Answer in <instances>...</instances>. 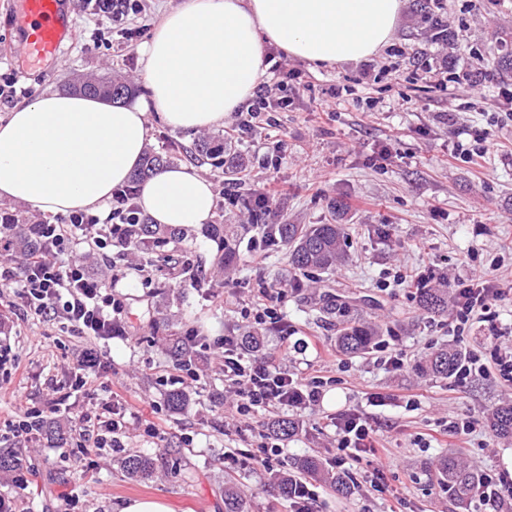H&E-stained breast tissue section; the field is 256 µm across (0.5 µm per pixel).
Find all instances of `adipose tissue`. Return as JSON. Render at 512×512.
I'll use <instances>...</instances> for the list:
<instances>
[{"instance_id":"adipose-tissue-1","label":"adipose tissue","mask_w":512,"mask_h":512,"mask_svg":"<svg viewBox=\"0 0 512 512\" xmlns=\"http://www.w3.org/2000/svg\"><path fill=\"white\" fill-rule=\"evenodd\" d=\"M402 0H182L139 49L146 96L124 106L47 92L0 118V200L48 214L102 210L127 184L149 139V118L198 131L223 125L255 96L264 48L334 67L377 54L395 36ZM217 195L194 166L142 183L154 223H210Z\"/></svg>"}]
</instances>
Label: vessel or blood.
Here are the masks:
<instances>
[{"label": "vessel or blood", "mask_w": 512, "mask_h": 512, "mask_svg": "<svg viewBox=\"0 0 512 512\" xmlns=\"http://www.w3.org/2000/svg\"><path fill=\"white\" fill-rule=\"evenodd\" d=\"M23 22L18 38L33 64L57 57L78 36L71 0H22Z\"/></svg>", "instance_id": "obj_1"}]
</instances>
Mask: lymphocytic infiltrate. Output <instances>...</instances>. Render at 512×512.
Returning <instances> with one entry per match:
<instances>
[{"instance_id": "obj_1", "label": "lymphocytic infiltrate", "mask_w": 512, "mask_h": 512, "mask_svg": "<svg viewBox=\"0 0 512 512\" xmlns=\"http://www.w3.org/2000/svg\"><path fill=\"white\" fill-rule=\"evenodd\" d=\"M80 11L89 22L81 29V37L103 44L113 30L124 28L134 19L144 18L145 0H78ZM136 188L125 186L113 191L105 214L72 210L54 223L41 225L39 236L44 242V255L28 261L22 272H15L11 261V242L0 237V282L14 285L21 307L40 319L60 323L78 335L103 338L105 331L124 335L122 319L125 306L114 297L111 287L91 279L89 270L72 254L79 245L103 250L116 243L132 224L141 223L142 212L135 202ZM501 296L494 274L488 273L469 281L455 283L452 288L453 317L458 327L473 318L490 325L494 345L490 352L466 354L456 372L458 381H466L494 366L504 382L512 384V347L502 346L503 338L512 336V327L495 325L492 305ZM224 385L234 394L233 407L239 418L302 405L318 404L328 384L327 378L314 375L295 378L283 369L291 349L288 344L263 358L239 349L233 337H225ZM107 357L90 347L80 353L64 393L54 399L51 412L73 413L72 423L78 429L85 453L104 449L123 450L128 422L126 413L115 402L106 401L92 408L74 409L73 403L87 395ZM339 453L332 464L341 467L347 461H367L371 468V487L382 485L388 465L386 446L370 417L358 409L341 413L335 423Z\"/></svg>"}]
</instances>
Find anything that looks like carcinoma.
Returning a JSON list of instances; mask_svg holds the SVG:
<instances>
[{
  "instance_id": "cac0c4a2",
  "label": "carcinoma",
  "mask_w": 512,
  "mask_h": 512,
  "mask_svg": "<svg viewBox=\"0 0 512 512\" xmlns=\"http://www.w3.org/2000/svg\"><path fill=\"white\" fill-rule=\"evenodd\" d=\"M80 92L106 98L114 103L126 102L135 94V88L125 82L112 80H91L80 86ZM195 151L202 158H215L218 165H224L220 153L221 145L212 146L206 140L196 144ZM167 164V158L153 152L146 153L140 169L132 181L145 179L150 173ZM11 227L13 235L12 257L22 260L39 251L40 240L37 225L20 221L9 214L0 216ZM266 229L271 248L287 251L288 265L298 271L331 270L347 258L345 251L346 225L344 224H269L260 225ZM206 237L218 242L221 254L214 258L219 269L230 268L239 260V252L225 246L224 225L210 224ZM171 246L166 262V275L170 280L188 278L205 283L203 271L195 265L192 251L187 243V235L182 228L164 224H138L127 239L131 250L150 254L154 250ZM418 298L421 308L428 313L448 311V288H420ZM380 337L379 328L363 319L351 320L339 330L336 347L347 355L361 356L370 352ZM168 352L176 364H193L194 342L185 336L171 334L165 338ZM460 351L446 347L429 355L418 370L423 374L448 378L455 373L461 361ZM491 431L497 437L512 438V402L495 408L487 418ZM41 434L50 441L63 445L67 441L70 428L48 419L42 421ZM128 474L134 477H147L154 472V462L146 455H132L125 461ZM298 468L306 475H320L334 485V490L347 497L355 492L353 481L343 474L332 475L323 462L315 456H305L298 461ZM440 480L448 489V496L464 508L474 496L480 473L463 461L448 456L439 463ZM224 512H248L247 501L239 489L231 484L224 488Z\"/></svg>"
}]
</instances>
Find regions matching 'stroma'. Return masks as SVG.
Wrapping results in <instances>:
<instances>
[{
	"mask_svg": "<svg viewBox=\"0 0 512 512\" xmlns=\"http://www.w3.org/2000/svg\"><path fill=\"white\" fill-rule=\"evenodd\" d=\"M181 0H148L147 21L138 38L112 35L108 44L76 40L46 68L19 76L22 58L13 50L17 0H0V75L16 77L32 94L70 90L77 78H121L144 96L138 48L147 42L166 11ZM398 33L377 57L334 68L292 59L289 69L299 77L287 87L291 103L275 113L273 122L224 142L225 155L237 156L250 178L238 192L248 197L273 177L287 194L265 214L251 215L217 203L218 224L248 225L238 246L242 260L226 275L209 273L204 287L182 283L169 292L170 304L159 308L155 292L165 272L162 253L149 254L148 276L133 273L141 256L119 262L121 278L115 292L126 305V321L136 340L117 336L100 341L110 358L104 386H92L86 400L100 403L119 394L127 408L126 448L89 458L76 453V438L52 447L47 440L20 442L30 485L0 484V496L15 499L21 512H59L65 492L78 493L79 512H116L119 502L159 496L172 512H224V482L234 479L249 503V512H288L287 503L272 491L266 475L254 471L243 452L250 441L225 434L223 418L206 402L223 396L221 353L197 352L199 381L183 385L191 401L180 414L167 406L166 383L173 361L164 348V334L149 319L161 310L169 331L195 329L216 341L238 335L253 309V288L275 284L288 289L282 308L290 343L297 350L285 364L289 373L315 375L322 365L307 343L319 337L334 347L337 324L355 316L379 325L382 338H396L407 353L403 370L376 363L373 354L341 356L330 367L334 377L320 405L283 410L298 422L279 468L291 471L297 457L313 453L323 460L336 453V432L328 419L358 408L383 424L390 465L383 491L369 487L366 464L349 463L359 486L347 499L333 491L321 493L319 512H387L393 494H407L410 512H491L479 499L458 508L438 479V463L448 448L432 441L429 432L445 422L472 418L476 429L467 437L460 459L477 470H497L512 479V440L492 435L486 417L512 399V388L495 371L465 383L418 373L416 366L442 346L480 350L489 346L486 323L470 322L463 335L451 331V316L425 313L413 289L398 286L390 276L404 268L432 271L451 281H469L498 265L504 295L496 305L498 321L512 325V158L494 151L481 166L465 159L446 160L448 144L471 142L489 132L502 143L512 142V74L500 71L499 57L512 53V0H403ZM441 19L447 39L437 38L432 19ZM448 71V88L439 90L422 79L421 59ZM340 89L331 98V89ZM330 108L323 117L321 108ZM151 150L170 156L172 164L188 163L200 133L171 129L151 119ZM343 201L348 227L345 262L335 270L300 275L289 271L284 251L268 252L251 262L254 224H325L330 205ZM330 294L344 305L333 315L320 312L319 296ZM12 287H0V332L7 334L20 369L0 374V425L27 410L45 409L52 385L67 382L68 372L85 343L59 324L39 321L14 303ZM380 394L385 406H371ZM158 433L148 436L147 424ZM234 456H225V449ZM146 454L155 472L145 480L130 479L124 461Z\"/></svg>",
	"mask_w": 512,
	"mask_h": 512,
	"instance_id": "35a3bbf8",
	"label": "stroma"
}]
</instances>
